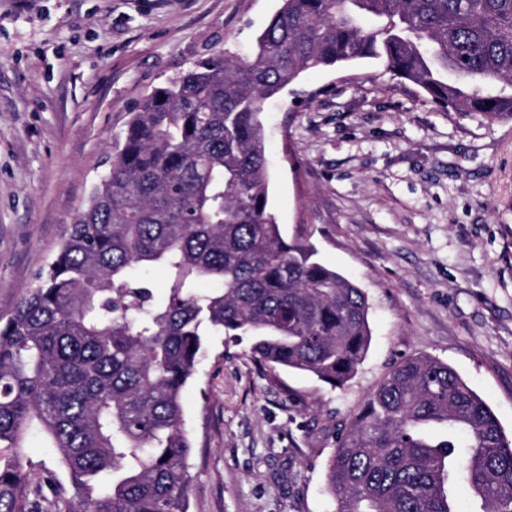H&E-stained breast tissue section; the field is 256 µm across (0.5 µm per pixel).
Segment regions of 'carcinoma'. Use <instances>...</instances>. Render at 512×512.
<instances>
[{
    "label": "carcinoma",
    "mask_w": 512,
    "mask_h": 512,
    "mask_svg": "<svg viewBox=\"0 0 512 512\" xmlns=\"http://www.w3.org/2000/svg\"><path fill=\"white\" fill-rule=\"evenodd\" d=\"M358 59L488 123L512 119V0H282L239 60L205 52L154 88L47 269L0 315V512H37L29 429L68 485L45 512H188L182 394L209 334L249 337L269 372L333 387L370 345L367 295L288 238L270 203L265 102ZM162 269L167 293L132 279ZM336 512H512V441L448 364L393 366L328 464Z\"/></svg>",
    "instance_id": "obj_1"
}]
</instances>
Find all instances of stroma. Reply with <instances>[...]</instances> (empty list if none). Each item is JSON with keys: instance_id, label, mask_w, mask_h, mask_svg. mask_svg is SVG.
Wrapping results in <instances>:
<instances>
[{"instance_id": "obj_1", "label": "stroma", "mask_w": 512, "mask_h": 512, "mask_svg": "<svg viewBox=\"0 0 512 512\" xmlns=\"http://www.w3.org/2000/svg\"><path fill=\"white\" fill-rule=\"evenodd\" d=\"M281 0H0V313L21 300L109 170L130 109L203 52L249 57ZM287 236L370 303L356 375L270 377L208 337L183 392L189 512H333L336 436L391 365H450L512 440V120L444 110L372 60L304 72L265 105ZM60 472L31 433L32 487Z\"/></svg>"}]
</instances>
